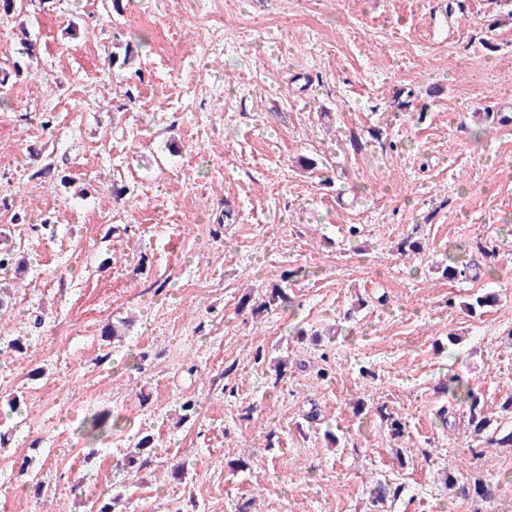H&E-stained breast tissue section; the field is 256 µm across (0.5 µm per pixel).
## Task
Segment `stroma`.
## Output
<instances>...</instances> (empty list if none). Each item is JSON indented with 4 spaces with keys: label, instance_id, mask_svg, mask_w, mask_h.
Returning a JSON list of instances; mask_svg holds the SVG:
<instances>
[{
    "label": "stroma",
    "instance_id": "stroma-1",
    "mask_svg": "<svg viewBox=\"0 0 512 512\" xmlns=\"http://www.w3.org/2000/svg\"><path fill=\"white\" fill-rule=\"evenodd\" d=\"M106 2L0 19V68L18 22L38 48L0 100V248L26 259L0 270L5 333L27 347L0 341V512L115 489L138 512H375L377 479L384 512H512V447L447 389L461 371L512 430V0ZM129 41L135 69L109 70ZM454 254L479 278L448 279ZM95 414L111 439L82 434ZM154 438L152 434L142 435L137 442L133 445L132 448H129L127 453L128 464L132 465L136 460H139L138 470L145 468L151 465V456L150 451L154 448L153 444ZM146 451V452H145Z\"/></svg>",
    "mask_w": 512,
    "mask_h": 512
}]
</instances>
